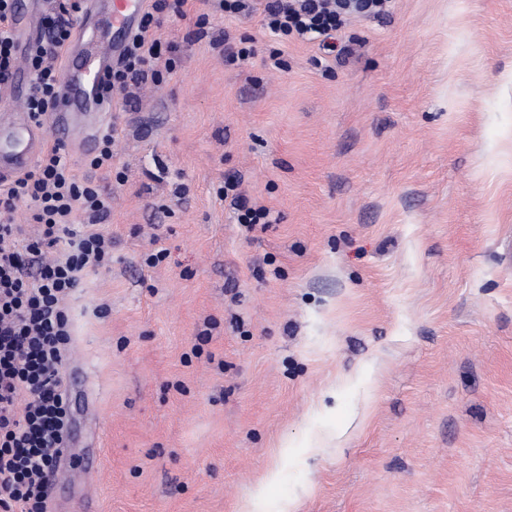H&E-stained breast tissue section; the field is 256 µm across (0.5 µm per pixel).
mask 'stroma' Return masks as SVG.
<instances>
[{
    "mask_svg": "<svg viewBox=\"0 0 512 512\" xmlns=\"http://www.w3.org/2000/svg\"><path fill=\"white\" fill-rule=\"evenodd\" d=\"M157 33L111 169L68 155L112 265L65 300L97 474L57 512H244L272 468L263 512H512V0H395L332 54L217 0ZM237 188V183L232 181H224V199L229 197V193L232 192L231 201L237 206V209L241 212L238 216L239 224H247L252 227L254 224H258L260 219H267L270 216L269 210L266 208H252L248 207L244 200L237 194L234 193Z\"/></svg>",
    "mask_w": 512,
    "mask_h": 512,
    "instance_id": "35a3bbf8",
    "label": "stroma"
}]
</instances>
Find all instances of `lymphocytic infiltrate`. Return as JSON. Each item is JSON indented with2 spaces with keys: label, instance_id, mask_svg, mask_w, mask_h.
I'll list each match as a JSON object with an SVG mask.
<instances>
[{
  "label": "lymphocytic infiltrate",
  "instance_id": "f902f5d3",
  "mask_svg": "<svg viewBox=\"0 0 512 512\" xmlns=\"http://www.w3.org/2000/svg\"><path fill=\"white\" fill-rule=\"evenodd\" d=\"M188 0H149L129 33L120 64L101 92L130 104L131 86L162 82L173 72L172 46L163 44L154 27L157 16L172 10L186 14ZM391 0H220L229 14L262 9L266 27L280 37L318 42L333 51L329 38L341 12H388ZM84 0H55L42 20V34L26 57L32 76L25 109L45 119L62 92L57 61L73 36V16ZM26 207L36 224L26 235L14 212ZM112 196L79 175L65 148L52 142L37 165L0 180V512H47V479L54 475L67 444L71 404L63 378L71 321L64 299L80 288L88 271L112 264L110 241L91 221L108 216Z\"/></svg>",
  "mask_w": 512,
  "mask_h": 512
}]
</instances>
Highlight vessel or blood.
Instances as JSON below:
<instances>
[{
    "label": "vessel or blood",
    "mask_w": 512,
    "mask_h": 512,
    "mask_svg": "<svg viewBox=\"0 0 512 512\" xmlns=\"http://www.w3.org/2000/svg\"><path fill=\"white\" fill-rule=\"evenodd\" d=\"M147 0H112V27L117 38L103 48L89 47L68 58L63 72V93L48 120L36 123L28 113L10 112L0 118V177L29 169L47 130L66 131L68 142L87 151L93 146L108 105L101 96V81L119 63L127 32L135 26Z\"/></svg>",
    "instance_id": "1"
}]
</instances>
